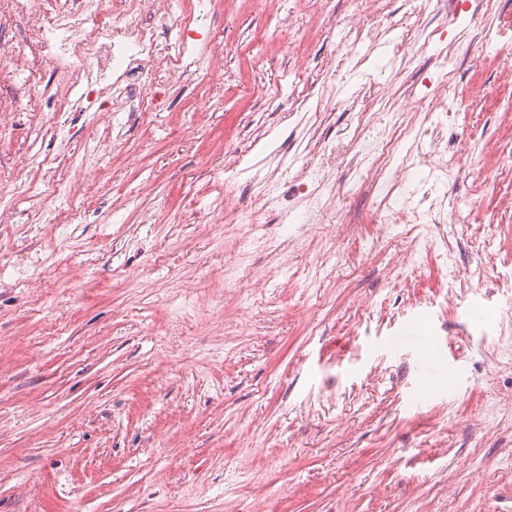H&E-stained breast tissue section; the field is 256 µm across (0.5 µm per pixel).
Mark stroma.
Returning <instances> with one entry per match:
<instances>
[{
  "mask_svg": "<svg viewBox=\"0 0 512 512\" xmlns=\"http://www.w3.org/2000/svg\"><path fill=\"white\" fill-rule=\"evenodd\" d=\"M308 2L189 0L224 84L156 89L158 111L108 120L93 106L57 135L45 103L0 112V512H512V186L486 151L512 145V31L482 47L483 17L449 22L448 0L382 4L398 33L420 15L438 29L408 42L416 66L454 45L449 94L482 82L502 101L448 116V147L468 159L454 178L408 172V193L476 209L411 271L413 225L373 223L355 190L370 149L337 158L323 191L343 223L280 220L305 207L293 184L315 160L309 138L334 142L364 110L365 141L402 122L425 152L438 121L371 106L404 79L394 45L340 50L331 27L358 0H331L326 18ZM289 14L303 75L276 48ZM325 82L322 125L265 131L277 104L314 105ZM23 158L31 184L16 190ZM48 159L95 174L86 201L45 179ZM228 174L241 204L275 194L277 223H205ZM48 208L80 218L50 224ZM453 265L466 285L450 290ZM424 388L429 408L411 411Z\"/></svg>",
  "mask_w": 512,
  "mask_h": 512,
  "instance_id": "35a3bbf8",
  "label": "stroma"
}]
</instances>
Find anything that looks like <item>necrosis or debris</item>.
Instances as JSON below:
<instances>
[{
  "label": "necrosis or debris",
  "mask_w": 512,
  "mask_h": 512,
  "mask_svg": "<svg viewBox=\"0 0 512 512\" xmlns=\"http://www.w3.org/2000/svg\"><path fill=\"white\" fill-rule=\"evenodd\" d=\"M24 18L32 34L24 48L0 37V62L10 63L11 75L20 86H30L33 71L42 62L50 63L57 82L44 88L52 104V123L60 125L75 107L104 100L110 113L150 112L158 101L153 88L162 84H181L196 78L198 84L224 83V64L212 59L207 67L192 74L187 54L195 46L194 13L187 0H7L0 6V28H8ZM174 30L176 39L167 52H159L149 21ZM456 59L448 52L434 72L439 91L428 98L403 92L399 105L403 112H457L462 100L449 96L445 88L452 81L448 63ZM109 71L112 84L101 87L91 77L93 70ZM408 128L395 124L379 134L375 161L364 178L379 198L374 209L378 224L400 221L402 206L392 205L402 181L392 178L388 167Z\"/></svg>",
  "instance_id": "1"
}]
</instances>
